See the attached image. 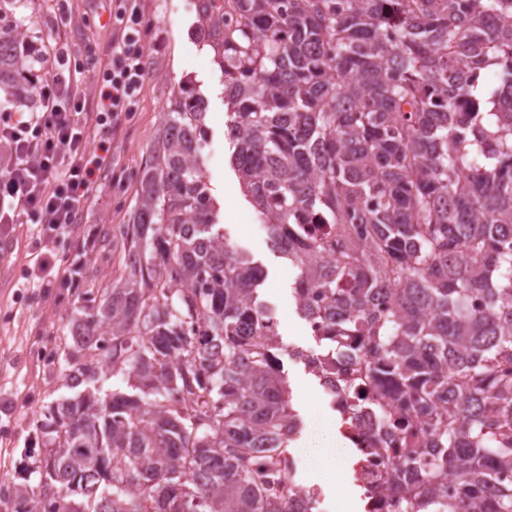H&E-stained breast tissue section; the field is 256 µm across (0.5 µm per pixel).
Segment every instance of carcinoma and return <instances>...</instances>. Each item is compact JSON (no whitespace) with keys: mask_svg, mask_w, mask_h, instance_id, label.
Listing matches in <instances>:
<instances>
[{"mask_svg":"<svg viewBox=\"0 0 512 512\" xmlns=\"http://www.w3.org/2000/svg\"><path fill=\"white\" fill-rule=\"evenodd\" d=\"M211 39L224 75L230 163L295 299L325 296L308 371L346 337L375 383L415 393L395 420L426 419L431 446L379 477L437 512V477L458 483L448 512H512V0H223ZM40 55L0 40V97L15 98ZM477 71L490 77L477 82ZM206 102L175 98L138 181L130 224L97 243L123 267L86 288L64 354L78 392L38 421L36 485L13 512L294 510L288 442L299 428L280 339L265 334L263 268L224 237L198 158ZM393 297L379 318L378 291ZM128 390L103 393L104 369ZM452 391L456 408L439 411ZM270 440L262 467L254 444ZM429 468L412 489L402 476Z\"/></svg>","mask_w":512,"mask_h":512,"instance_id":"obj_1","label":"carcinoma"}]
</instances>
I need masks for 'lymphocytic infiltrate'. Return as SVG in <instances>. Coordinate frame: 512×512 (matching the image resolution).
Segmentation results:
<instances>
[{
  "instance_id": "f902f5d3",
  "label": "lymphocytic infiltrate",
  "mask_w": 512,
  "mask_h": 512,
  "mask_svg": "<svg viewBox=\"0 0 512 512\" xmlns=\"http://www.w3.org/2000/svg\"><path fill=\"white\" fill-rule=\"evenodd\" d=\"M123 27L112 41V64L98 70L96 55L81 67L95 79V96L75 90L66 53L45 59L49 78L22 86L34 100L26 119L0 122V228L30 221L33 235L50 241L82 223L103 173L112 169V135L129 116L148 75L137 0H117Z\"/></svg>"
}]
</instances>
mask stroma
Wrapping results in <instances>:
<instances>
[{
  "label": "stroma",
  "mask_w": 512,
  "mask_h": 512,
  "mask_svg": "<svg viewBox=\"0 0 512 512\" xmlns=\"http://www.w3.org/2000/svg\"><path fill=\"white\" fill-rule=\"evenodd\" d=\"M145 25L149 75L138 92L134 109L115 137L112 151L119 179L105 178L90 199L83 224L71 233L45 242L31 237L26 225H16L7 261L9 275L0 283V484L31 483L30 472L42 457L36 431L41 412L67 396L63 367L32 357L33 349L50 344L60 352L72 346L69 316L82 284L50 280L47 287H19L23 277L43 267L64 271L73 254L87 258L99 285H107L120 272L119 257L101 254L96 231L101 224L128 223L135 205L136 176L142 170L152 139L162 127L179 90H188L207 104L208 137L200 162L209 194L217 210L234 209L235 219L224 232L237 247L248 251L263 267L266 278L259 296L280 321V359L288 374L292 404L303 428L289 450L296 458L298 476L308 486H319L328 500L363 508L360 491L352 484L349 465L357 450L348 441L338 447L320 445L321 424L339 425L338 412L319 398L317 379L291 356L295 349L316 343L295 312V272L275 252L242 182L230 164L233 147L225 126L227 105L224 78L214 63V52L200 23L198 0H139ZM0 9L13 12L19 34L38 53L52 54L65 47L70 57L85 59L90 48L105 46L112 37L109 0H0Z\"/></svg>",
  "instance_id": "35a3bbf8"
}]
</instances>
